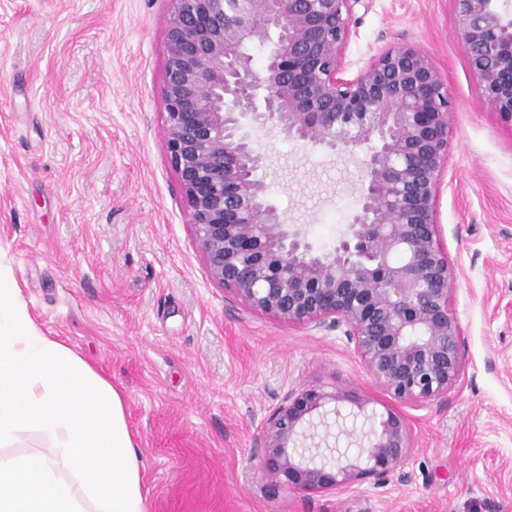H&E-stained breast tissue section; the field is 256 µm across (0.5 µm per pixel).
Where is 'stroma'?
<instances>
[{
	"label": "stroma",
	"mask_w": 512,
	"mask_h": 512,
	"mask_svg": "<svg viewBox=\"0 0 512 512\" xmlns=\"http://www.w3.org/2000/svg\"><path fill=\"white\" fill-rule=\"evenodd\" d=\"M169 0H0V266L33 323L124 397L148 512H512V124L487 106L452 0H361L354 76L397 43L454 100L438 196L464 373L407 409L415 448L383 486H272L254 440L288 391L392 402L341 332L224 298L165 158ZM258 175L316 250L346 233L353 162L255 133Z\"/></svg>",
	"instance_id": "obj_1"
}]
</instances>
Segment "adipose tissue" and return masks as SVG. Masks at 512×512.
<instances>
[{
	"mask_svg": "<svg viewBox=\"0 0 512 512\" xmlns=\"http://www.w3.org/2000/svg\"><path fill=\"white\" fill-rule=\"evenodd\" d=\"M28 425L49 448L0 459V512H147L121 393L33 324L0 268V447Z\"/></svg>",
	"mask_w": 512,
	"mask_h": 512,
	"instance_id": "ef3b65f1",
	"label": "adipose tissue"
}]
</instances>
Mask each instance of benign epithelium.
Segmentation results:
<instances>
[{"mask_svg": "<svg viewBox=\"0 0 512 512\" xmlns=\"http://www.w3.org/2000/svg\"><path fill=\"white\" fill-rule=\"evenodd\" d=\"M362 0H171L162 85L164 145L210 278L256 313L340 331L368 374L403 407L448 395L462 372L456 280L439 234L453 100L432 59L386 48L344 77L350 19ZM454 0L456 33L487 105L512 124V12ZM275 37H270V34ZM268 44L262 67L250 53ZM249 125L273 126L328 154L367 145L359 207L336 248L316 254L257 177ZM349 403L370 421L355 456L299 447L313 416ZM356 391L288 392L255 447L258 466L297 490L385 484L414 448L404 413L366 414Z\"/></svg>", "mask_w": 512, "mask_h": 512, "instance_id": "1", "label": "benign epithelium"}]
</instances>
